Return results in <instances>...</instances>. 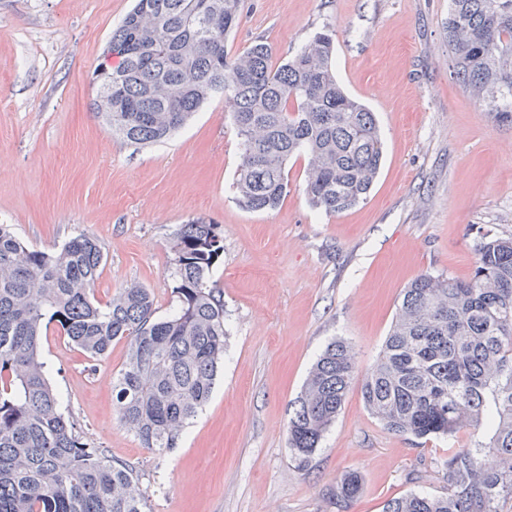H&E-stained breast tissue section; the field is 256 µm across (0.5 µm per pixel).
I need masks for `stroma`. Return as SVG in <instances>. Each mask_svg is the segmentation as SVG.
<instances>
[{"label":"stroma","instance_id":"obj_1","mask_svg":"<svg viewBox=\"0 0 512 512\" xmlns=\"http://www.w3.org/2000/svg\"><path fill=\"white\" fill-rule=\"evenodd\" d=\"M134 0H0V224L50 249L84 233L106 262L99 302L137 282L173 309L169 238L203 216L221 229L213 278L228 330L213 394L160 455L121 424L112 378L126 344L90 366L48 326L42 354L62 410L89 441L134 466L151 512H337L348 470L361 492L348 512H383L421 490L444 494L437 463L489 441L483 429L418 440L389 432L352 386L307 463L288 447L291 404L335 340L358 373L373 365L403 288L422 274L471 276L482 235H512V130L498 128L455 79L448 0H243L227 41L254 40L282 60L316 31L336 33V74L376 115L383 164L365 199L335 215L311 208L304 159L270 212L234 199L239 139L216 96L172 138L139 148L113 138L90 106L92 73Z\"/></svg>","mask_w":512,"mask_h":512}]
</instances>
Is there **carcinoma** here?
Listing matches in <instances>:
<instances>
[{"mask_svg":"<svg viewBox=\"0 0 512 512\" xmlns=\"http://www.w3.org/2000/svg\"><path fill=\"white\" fill-rule=\"evenodd\" d=\"M242 19L241 0H135L112 33L120 58L112 99L95 114L112 135L144 147L173 136L216 94L241 146L237 203L273 211L288 195V164L306 161L313 208L333 215L363 200L383 150L375 113L336 77V35L325 29L280 64L256 40L231 57L226 41ZM453 73L497 126L512 129V0H448ZM112 111H106V108ZM177 307L157 315L150 289L131 284L108 303L93 288L103 266L97 239L28 246L0 224V512H148L133 469L112 460L61 410L42 359L55 323L90 363L112 343L127 345L112 379L113 408L143 447L178 448L185 427L210 400L228 330L224 292L212 279L224 237L204 217L170 238ZM467 279L422 274L404 288L383 349L357 380L350 346L330 343L312 367L288 422V446L306 460L350 390L388 431L417 439L490 426L489 442L445 458L448 493H410L384 512H501L512 499V237H480ZM360 490L347 472L337 512Z\"/></svg>","mask_w":512,"mask_h":512,"instance_id":"carcinoma-1","label":"carcinoma"}]
</instances>
